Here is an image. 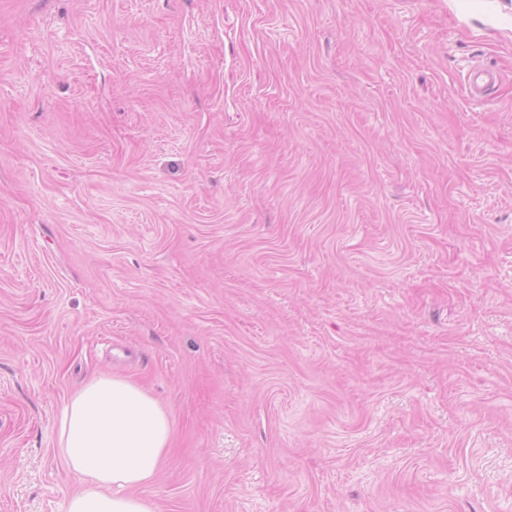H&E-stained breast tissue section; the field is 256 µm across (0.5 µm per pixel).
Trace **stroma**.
Returning a JSON list of instances; mask_svg holds the SVG:
<instances>
[{
  "instance_id": "stroma-1",
  "label": "stroma",
  "mask_w": 512,
  "mask_h": 512,
  "mask_svg": "<svg viewBox=\"0 0 512 512\" xmlns=\"http://www.w3.org/2000/svg\"><path fill=\"white\" fill-rule=\"evenodd\" d=\"M102 374L162 512H512V0H0V512Z\"/></svg>"
}]
</instances>
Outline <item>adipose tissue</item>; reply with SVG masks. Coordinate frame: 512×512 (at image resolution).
I'll use <instances>...</instances> for the list:
<instances>
[{"label": "adipose tissue", "instance_id": "1", "mask_svg": "<svg viewBox=\"0 0 512 512\" xmlns=\"http://www.w3.org/2000/svg\"><path fill=\"white\" fill-rule=\"evenodd\" d=\"M172 440L169 411L122 376L98 375L57 416V446L81 483L65 512H161L142 495L161 470Z\"/></svg>", "mask_w": 512, "mask_h": 512}]
</instances>
